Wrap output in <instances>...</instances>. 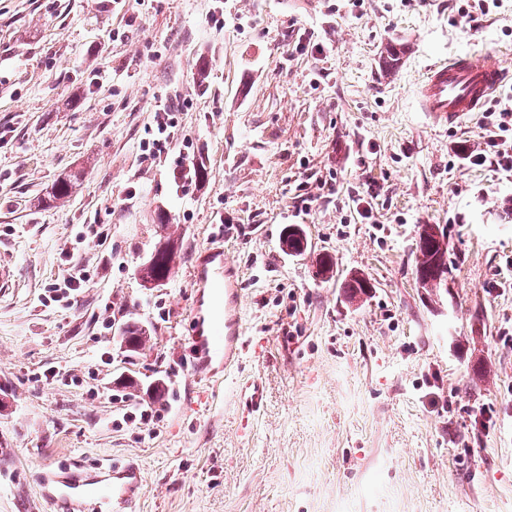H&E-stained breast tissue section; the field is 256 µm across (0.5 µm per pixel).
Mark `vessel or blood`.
Segmentation results:
<instances>
[{"mask_svg":"<svg viewBox=\"0 0 512 512\" xmlns=\"http://www.w3.org/2000/svg\"><path fill=\"white\" fill-rule=\"evenodd\" d=\"M505 75L504 63L493 53L479 59L458 55L439 61L426 71L420 84L419 107L435 124H457L481 110L503 84ZM194 279L207 288L210 298L206 309L194 311L195 367L209 372L213 361L231 364L246 348L240 317L241 290L237 270L219 248L202 252ZM141 484V469L134 462L120 469L104 466L102 475L93 477L77 468L65 476L62 497L72 503L99 495L111 500L113 512H134Z\"/></svg>","mask_w":512,"mask_h":512,"instance_id":"1","label":"vessel or blood"}]
</instances>
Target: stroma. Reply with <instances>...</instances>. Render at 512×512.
<instances>
[{
  "label": "stroma",
  "mask_w": 512,
  "mask_h": 512,
  "mask_svg": "<svg viewBox=\"0 0 512 512\" xmlns=\"http://www.w3.org/2000/svg\"><path fill=\"white\" fill-rule=\"evenodd\" d=\"M466 3L226 0L218 27L211 0H0V512H67L36 477L71 460L137 462L136 512H512V172L466 159L484 112L448 128L416 106L455 54L512 70V0L474 21ZM301 34L324 54L295 52ZM178 96L205 167L186 191L140 149ZM98 224L110 240L65 260ZM290 224L305 252L286 250ZM423 224L447 231V288L416 279ZM164 237L172 277L143 284ZM208 245L241 268L246 340L210 378L190 279ZM73 264L91 274L74 304L43 306ZM148 407L150 425L124 421Z\"/></svg>",
  "instance_id": "obj_1"
}]
</instances>
